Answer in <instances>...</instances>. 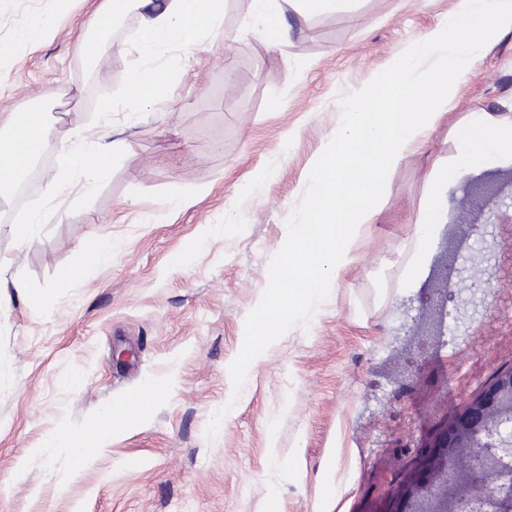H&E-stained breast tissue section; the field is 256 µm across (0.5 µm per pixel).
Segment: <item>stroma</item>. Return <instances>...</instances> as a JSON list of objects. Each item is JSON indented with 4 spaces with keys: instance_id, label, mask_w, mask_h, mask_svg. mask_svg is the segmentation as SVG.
Listing matches in <instances>:
<instances>
[{
    "instance_id": "1",
    "label": "stroma",
    "mask_w": 512,
    "mask_h": 512,
    "mask_svg": "<svg viewBox=\"0 0 512 512\" xmlns=\"http://www.w3.org/2000/svg\"><path fill=\"white\" fill-rule=\"evenodd\" d=\"M101 2L73 0L61 15L54 0H0V125L36 113L59 132L37 186L0 222V278L26 285L0 298V512H370L419 449L418 424L512 365V223H487L472 191L512 158L439 187L425 263L454 243L450 331L423 355L404 341L421 305L404 267L429 174L456 154L470 112L512 118V33L488 43L455 108L389 173L326 303L263 353L236 396L229 367L246 317L340 126L339 94L458 0H346L278 45L254 24V0H224L192 51L160 55L141 49L136 13L118 42L93 46ZM33 25L43 39L22 43ZM157 72L168 92L144 103L136 82ZM106 126L122 147L88 193L62 165L93 154ZM33 210L41 229L18 241L9 226ZM90 239L109 255L90 262ZM149 385L162 391L149 413L81 464L50 447Z\"/></svg>"
}]
</instances>
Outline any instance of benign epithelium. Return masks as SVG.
I'll return each instance as SVG.
<instances>
[{
  "label": "benign epithelium",
  "instance_id": "obj_1",
  "mask_svg": "<svg viewBox=\"0 0 512 512\" xmlns=\"http://www.w3.org/2000/svg\"><path fill=\"white\" fill-rule=\"evenodd\" d=\"M443 291L435 308L419 316V348L443 337L446 307ZM512 367L488 381L454 413L429 429L424 449L397 480L382 512H512Z\"/></svg>",
  "mask_w": 512,
  "mask_h": 512
}]
</instances>
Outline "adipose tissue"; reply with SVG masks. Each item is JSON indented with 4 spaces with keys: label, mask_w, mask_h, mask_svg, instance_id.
<instances>
[{
    "label": "adipose tissue",
    "mask_w": 512,
    "mask_h": 512,
    "mask_svg": "<svg viewBox=\"0 0 512 512\" xmlns=\"http://www.w3.org/2000/svg\"><path fill=\"white\" fill-rule=\"evenodd\" d=\"M131 9L140 14L141 47L159 53L174 43L186 49L193 47L202 31L222 19L224 0H103L90 22L99 44H107L112 19ZM57 135V129L36 119L14 121L8 133L0 135V187L11 186ZM456 139L459 151L447 166L434 171V184L448 181L462 168L512 157V121L494 118L486 112L470 113L458 127ZM437 208V195H429L414 227L416 248L404 273L408 280L416 281L423 275L422 255L432 239Z\"/></svg>",
    "instance_id": "ef3b65f1"
}]
</instances>
